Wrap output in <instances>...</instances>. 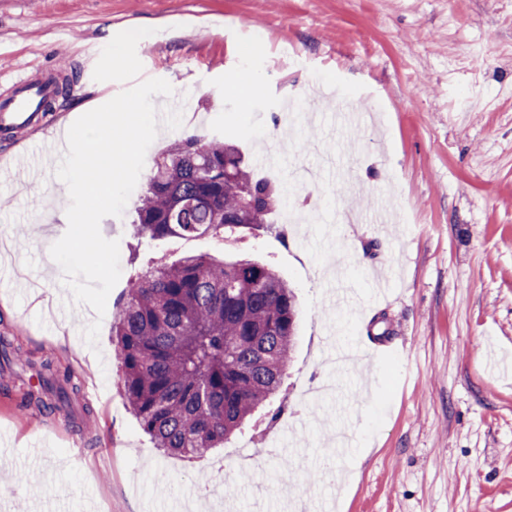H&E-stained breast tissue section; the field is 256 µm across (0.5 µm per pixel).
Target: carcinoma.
Returning <instances> with one entry per match:
<instances>
[{
    "label": "carcinoma",
    "instance_id": "carcinoma-1",
    "mask_svg": "<svg viewBox=\"0 0 512 512\" xmlns=\"http://www.w3.org/2000/svg\"><path fill=\"white\" fill-rule=\"evenodd\" d=\"M229 176H224V171ZM248 191L253 206L239 214ZM286 182L256 176L229 142L186 136L155 160L134 239H217L269 228L288 204ZM299 314L294 289L267 263L187 254L132 279L112 324L121 388L143 431L166 456L202 457L249 425L275 397ZM0 335V366L23 360ZM41 392L25 406L51 415L79 394L73 372L41 363Z\"/></svg>",
    "mask_w": 512,
    "mask_h": 512
}]
</instances>
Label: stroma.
Wrapping results in <instances>:
<instances>
[{"mask_svg":"<svg viewBox=\"0 0 512 512\" xmlns=\"http://www.w3.org/2000/svg\"><path fill=\"white\" fill-rule=\"evenodd\" d=\"M271 39L253 56L254 31ZM60 71L69 85L51 114L71 124L134 83L168 80L184 103L146 166L176 139L236 143L257 174L321 165L339 134L331 113L350 96L371 110L354 131L350 165L298 188L318 206L286 241L260 232L218 246H136L137 196L101 233L118 240L121 276L97 348L81 333L94 311L73 303L47 251L67 229L66 186L42 194L20 169L0 171V335L28 363L0 391V512H171L198 499L203 469L234 489L233 512H285L268 487L280 457L302 462L312 512H512V0H0V99L21 73ZM52 128V129H53ZM265 261L294 288L300 314L282 390L250 425L203 459L166 457L131 415L112 348L116 305L148 266L218 249ZM395 348L358 352L368 397L345 381L299 411L327 342L357 344L363 324ZM70 367L95 421L44 416L23 400L44 359ZM288 418L280 441L267 429ZM350 440L335 479L320 472L337 431ZM278 443L279 455L267 447ZM262 454L251 482L214 470L237 446Z\"/></svg>","mask_w":512,"mask_h":512,"instance_id":"stroma-1","label":"stroma"}]
</instances>
